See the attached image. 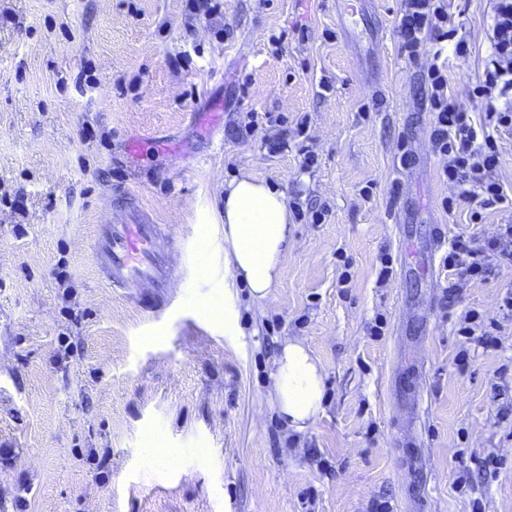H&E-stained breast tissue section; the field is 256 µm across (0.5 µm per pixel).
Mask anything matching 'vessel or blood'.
<instances>
[{
    "mask_svg": "<svg viewBox=\"0 0 512 512\" xmlns=\"http://www.w3.org/2000/svg\"><path fill=\"white\" fill-rule=\"evenodd\" d=\"M158 225L148 223L136 211L118 224H106L96 233L92 251L104 283L112 288H133L147 302H161L170 308L173 297L164 289L176 274L166 267V254L160 248Z\"/></svg>",
    "mask_w": 512,
    "mask_h": 512,
    "instance_id": "b4317fda",
    "label": "vessel or blood"
}]
</instances>
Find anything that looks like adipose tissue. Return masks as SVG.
Here are the masks:
<instances>
[{
    "label": "adipose tissue",
    "mask_w": 512,
    "mask_h": 512,
    "mask_svg": "<svg viewBox=\"0 0 512 512\" xmlns=\"http://www.w3.org/2000/svg\"><path fill=\"white\" fill-rule=\"evenodd\" d=\"M291 212L284 191L245 174L224 188V265L264 305L288 256ZM324 375L304 341L287 338L274 360L268 400L283 423L304 431L322 411Z\"/></svg>",
    "instance_id": "ef3b65f1"
}]
</instances>
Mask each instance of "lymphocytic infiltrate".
Segmentation results:
<instances>
[{"label":"lymphocytic infiltrate","mask_w":512,"mask_h":512,"mask_svg":"<svg viewBox=\"0 0 512 512\" xmlns=\"http://www.w3.org/2000/svg\"><path fill=\"white\" fill-rule=\"evenodd\" d=\"M451 0H401L396 21L400 52L407 63H418L424 50L433 59L423 70V89L433 114L431 140L443 159L441 180L453 195L441 207L453 211L458 203L470 204L471 223H481L486 211L507 203L503 187L492 176L500 164L493 132L512 130V0H494L489 41L491 52L481 77L473 84L468 102L448 92V66L444 51L465 58L469 44L450 11ZM481 121H474V114ZM448 270L484 279L498 269H512V225L475 242L457 236L443 259Z\"/></svg>","instance_id":"lymphocytic-infiltrate-1"}]
</instances>
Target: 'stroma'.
Listing matches in <instances>:
<instances>
[{"label":"stroma","mask_w":512,"mask_h":512,"mask_svg":"<svg viewBox=\"0 0 512 512\" xmlns=\"http://www.w3.org/2000/svg\"><path fill=\"white\" fill-rule=\"evenodd\" d=\"M213 3L0 0V512H512V270L459 283L452 308L444 267L377 281L382 258L423 259L434 225L480 240L512 224V206L480 224L467 203L441 208L400 0H364L350 30L336 0ZM460 6L471 52L450 59L448 92L464 102L492 2ZM248 111L271 120L246 130ZM133 136L171 148L134 160ZM245 173L329 214L293 218L276 288L260 308L236 286L228 331L209 311L232 281L224 187ZM132 206L185 271L159 317L93 258L98 225ZM470 310L497 348L459 336ZM287 337L323 367V411L301 433L267 400ZM413 361L421 391L403 396L395 376Z\"/></svg>","instance_id":"obj_1"}]
</instances>
